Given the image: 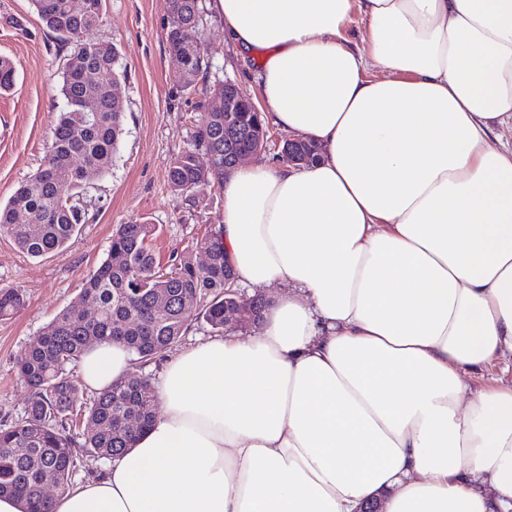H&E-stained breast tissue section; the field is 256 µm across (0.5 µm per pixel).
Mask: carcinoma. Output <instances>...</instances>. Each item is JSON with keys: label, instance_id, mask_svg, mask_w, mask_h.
<instances>
[{"label": "carcinoma", "instance_id": "obj_1", "mask_svg": "<svg viewBox=\"0 0 512 512\" xmlns=\"http://www.w3.org/2000/svg\"><path fill=\"white\" fill-rule=\"evenodd\" d=\"M32 2L45 26L70 49L62 72L64 107L44 163L0 204V233L30 256L42 257L77 235L85 219L81 192L92 176L112 168L123 119L112 90L125 71L117 47L91 37L100 23L102 0H84L81 13L71 11L70 0ZM202 28L200 0H169L165 40L170 51L186 59L187 75L175 79L190 93L210 69ZM15 81L12 61L0 56V93L10 91ZM88 101L96 102V111H87ZM196 122L193 146L174 159L168 172L171 190L193 204L204 187L222 185L234 154L251 146L245 126L224 129L222 112H201ZM208 163L202 181L201 168ZM154 233L152 224L117 225L106 259L81 290L96 315L79 321L60 311L14 364L31 398L24 416L0 426V495L16 499L21 512H50L45 488L53 485L58 495L69 490L80 455L116 458L152 424L157 395L145 368L186 334L190 311L224 330V289L236 287V281L218 233L207 239L205 269L176 259L168 272L151 250ZM23 304L21 289L0 288V319L14 316ZM91 337L123 343L132 355V371L110 389L88 396L70 371ZM130 417L138 422L133 429L126 425Z\"/></svg>", "mask_w": 512, "mask_h": 512}]
</instances>
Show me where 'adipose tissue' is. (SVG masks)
Returning a JSON list of instances; mask_svg holds the SVG:
<instances>
[{
	"instance_id": "obj_1",
	"label": "adipose tissue",
	"mask_w": 512,
	"mask_h": 512,
	"mask_svg": "<svg viewBox=\"0 0 512 512\" xmlns=\"http://www.w3.org/2000/svg\"><path fill=\"white\" fill-rule=\"evenodd\" d=\"M214 3L321 157L225 173L260 334L175 356L153 425L51 512H512V0ZM131 359L95 344L82 381Z\"/></svg>"
}]
</instances>
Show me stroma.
Masks as SVG:
<instances>
[{
	"instance_id": "stroma-1",
	"label": "stroma",
	"mask_w": 512,
	"mask_h": 512,
	"mask_svg": "<svg viewBox=\"0 0 512 512\" xmlns=\"http://www.w3.org/2000/svg\"><path fill=\"white\" fill-rule=\"evenodd\" d=\"M202 31L210 79L229 78L248 91L257 57L239 52L224 39V23L213 7L205 9ZM166 0H102L97 39L114 43L125 77L124 133L111 171L92 179L82 194L88 210L72 243L40 258L22 253L0 233V288H18L24 308L0 320V424L23 416L28 388L13 371L16 359L53 317L80 300L89 273L107 256L117 225L148 222L156 233L152 250L161 266L194 255L222 222L224 195L219 187L189 205L171 191L168 171L191 147L194 113L215 106L213 94H186L175 81L176 62L168 51ZM67 50L56 40L31 0H0V55L16 68L14 90L0 94V202L42 164L51 131L64 106L61 70Z\"/></svg>"
}]
</instances>
